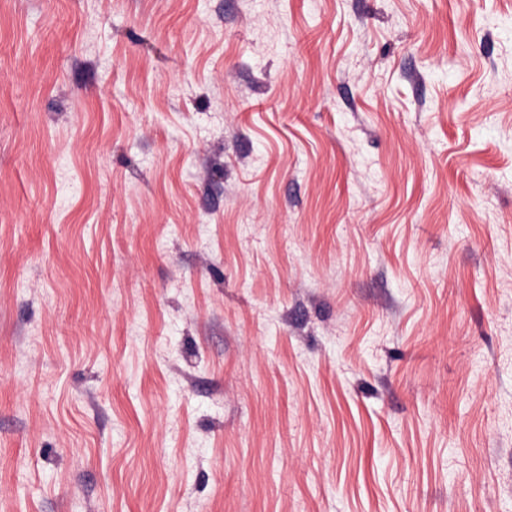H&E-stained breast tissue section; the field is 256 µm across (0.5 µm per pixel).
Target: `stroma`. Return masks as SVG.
I'll return each mask as SVG.
<instances>
[{
	"mask_svg": "<svg viewBox=\"0 0 512 512\" xmlns=\"http://www.w3.org/2000/svg\"><path fill=\"white\" fill-rule=\"evenodd\" d=\"M0 512H512V0H0Z\"/></svg>",
	"mask_w": 512,
	"mask_h": 512,
	"instance_id": "obj_1",
	"label": "stroma"
}]
</instances>
